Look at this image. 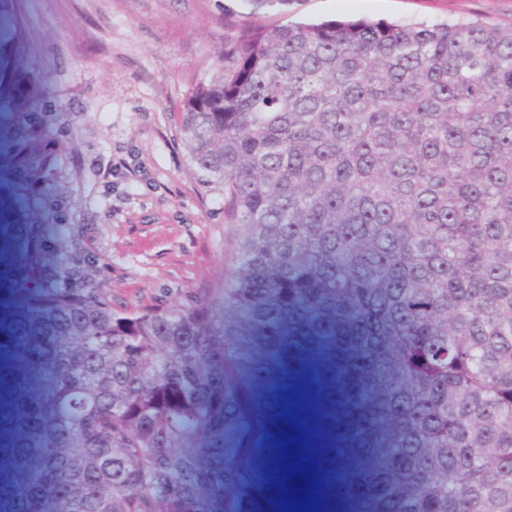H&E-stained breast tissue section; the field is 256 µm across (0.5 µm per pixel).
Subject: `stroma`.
<instances>
[{"mask_svg": "<svg viewBox=\"0 0 512 512\" xmlns=\"http://www.w3.org/2000/svg\"><path fill=\"white\" fill-rule=\"evenodd\" d=\"M364 18L439 22L479 19L512 25V0H289L255 8L246 0H0V300L14 302L33 333L19 438L0 450V469L23 488L15 512H47L50 477L40 450L51 431L46 405L56 383L53 331L55 227L84 224L116 300L170 307L216 297L229 273L237 232L224 215L222 187L199 182L177 123L184 100L224 70V39L255 26ZM135 161L139 180L104 176ZM343 345L329 353L353 384L336 416L374 477L361 512H397L388 470L394 417L379 378L380 347L360 322L333 314ZM317 327L300 298L287 321L245 339L224 360L231 383L215 395L222 469L204 479L208 512H233L244 426L281 349L304 350Z\"/></svg>", "mask_w": 512, "mask_h": 512, "instance_id": "1", "label": "stroma"}]
</instances>
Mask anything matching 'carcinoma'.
<instances>
[{
  "label": "carcinoma",
  "instance_id": "obj_1",
  "mask_svg": "<svg viewBox=\"0 0 512 512\" xmlns=\"http://www.w3.org/2000/svg\"><path fill=\"white\" fill-rule=\"evenodd\" d=\"M182 139L241 227L221 301L131 308L59 224L49 512H203L210 394L300 294L361 317L397 414L401 512H512V27L326 20L242 29ZM277 396L235 512L341 492V448L289 447ZM304 492L297 493V490Z\"/></svg>",
  "mask_w": 512,
  "mask_h": 512
}]
</instances>
